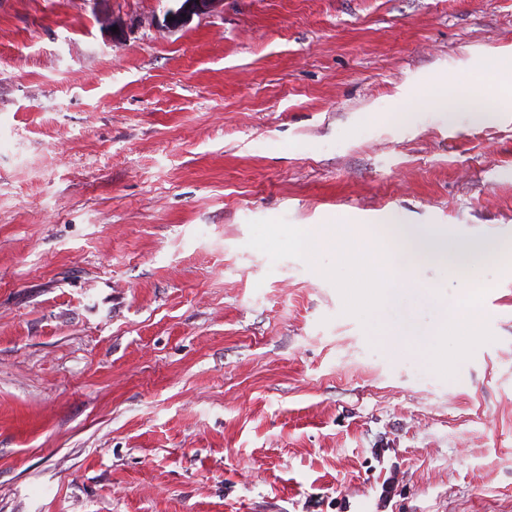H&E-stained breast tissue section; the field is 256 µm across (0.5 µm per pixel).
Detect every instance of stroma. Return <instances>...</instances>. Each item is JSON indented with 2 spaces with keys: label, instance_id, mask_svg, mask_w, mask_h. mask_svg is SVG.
<instances>
[{
  "label": "stroma",
  "instance_id": "35a3bbf8",
  "mask_svg": "<svg viewBox=\"0 0 512 512\" xmlns=\"http://www.w3.org/2000/svg\"><path fill=\"white\" fill-rule=\"evenodd\" d=\"M182 2L0 0V512H512V0ZM263 219L447 236L492 341L438 376ZM451 77L436 76L424 83L415 95L416 105L422 109L432 110L448 99V87Z\"/></svg>",
  "mask_w": 512,
  "mask_h": 512
}]
</instances>
